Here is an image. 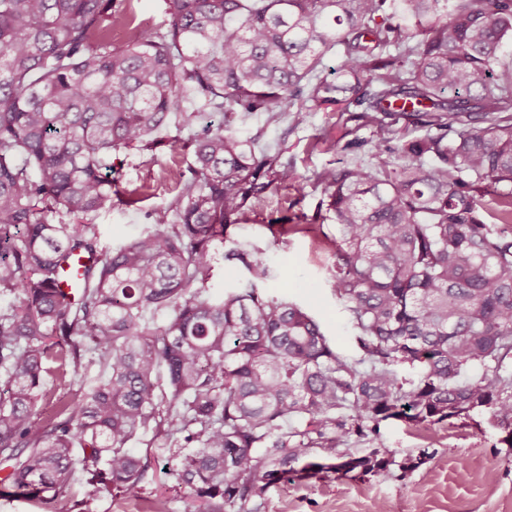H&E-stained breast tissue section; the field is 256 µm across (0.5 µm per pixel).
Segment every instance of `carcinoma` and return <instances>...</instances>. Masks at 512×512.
Masks as SVG:
<instances>
[{"label":"carcinoma","mask_w":512,"mask_h":512,"mask_svg":"<svg viewBox=\"0 0 512 512\" xmlns=\"http://www.w3.org/2000/svg\"><path fill=\"white\" fill-rule=\"evenodd\" d=\"M167 3L145 36L113 0H0V296L13 297L0 309V497L65 496L76 448L89 485L132 491L150 457L129 443L148 429L198 512H263L290 477L385 470L387 449L344 445L391 418L435 425L487 408L511 448L512 0ZM350 110L375 129V163L313 178L334 214L331 279L355 359L270 294L266 253L230 236L298 178L236 121ZM204 112L224 122L187 139L171 202L103 248L94 218L120 196L112 154L151 150L171 120L191 128ZM411 127L428 134L403 140ZM61 209L74 221L49 220ZM76 252L90 260L71 300L59 283ZM219 257L244 287L211 292ZM159 312L160 324L146 317ZM85 354L104 375L53 398L50 361L64 378ZM474 366L482 376L460 381Z\"/></svg>","instance_id":"1"}]
</instances>
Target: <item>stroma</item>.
Returning <instances> with one entry per match:
<instances>
[{"instance_id": "obj_1", "label": "stroma", "mask_w": 512, "mask_h": 512, "mask_svg": "<svg viewBox=\"0 0 512 512\" xmlns=\"http://www.w3.org/2000/svg\"><path fill=\"white\" fill-rule=\"evenodd\" d=\"M242 127L258 136L260 148L284 149L299 178L268 194L234 229V238L267 251L273 273L266 287L271 294L288 295L306 307L336 352L358 356L355 332L331 287L328 240L336 235L334 217L312 174L354 161L371 164L375 133L355 127L345 112H311L298 125L287 116L271 126L258 112ZM177 134L171 125L161 131L156 149L113 154V180L139 202L97 217L102 246L127 244L150 226V213L170 200L173 173L186 170L191 161L189 153L170 150L167 140ZM344 134L358 141V148H327L326 139ZM503 436L486 411L426 428L390 419L381 423L378 436L395 460L387 471L356 479L331 473L322 479L282 482L269 491L265 512H512V448ZM420 454L425 462L418 469H401L405 458ZM159 494L167 497L170 512H187L186 496L175 490L162 456L134 491H95L81 479L68 499L45 505L1 497L0 512H149Z\"/></svg>"}]
</instances>
